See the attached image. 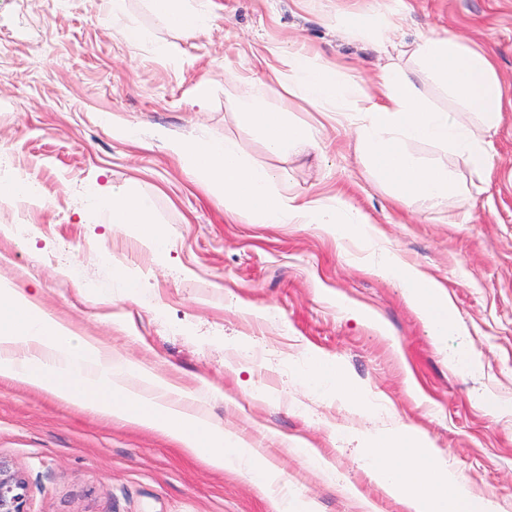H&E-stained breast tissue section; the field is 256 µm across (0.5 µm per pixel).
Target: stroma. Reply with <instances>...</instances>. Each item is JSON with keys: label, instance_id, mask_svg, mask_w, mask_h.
Segmentation results:
<instances>
[{"label": "stroma", "instance_id": "35a3bbf8", "mask_svg": "<svg viewBox=\"0 0 512 512\" xmlns=\"http://www.w3.org/2000/svg\"><path fill=\"white\" fill-rule=\"evenodd\" d=\"M206 28L166 25L150 0H0V284L78 335L90 336L190 391V406L260 448L289 496L319 512H401L370 482L366 448L413 426L475 492L512 512V109L492 138V169L473 173L430 143L411 144L452 170L435 206L399 205L356 157L353 131L319 126L305 102L282 104L267 70L301 49L341 80L373 83L387 62L376 40L342 30L351 11L401 13L406 41L434 31L494 57L512 98V0H190ZM141 38L132 42L128 29ZM206 84L205 97L195 88ZM259 89L316 142L285 154L237 114ZM234 142L299 199L341 198L399 258L440 282L459 325L434 340L396 283L368 272L371 248L318 224L229 218L222 188L189 177L175 141ZM148 201L163 251L113 223L109 201ZM28 226L18 234V223ZM139 288L127 296L119 283ZM481 363L461 375L459 352ZM336 359L365 399L303 383L312 357ZM310 443L334 467L294 451ZM0 462L26 480L27 512H277L247 472L213 469L175 439L0 378Z\"/></svg>", "mask_w": 512, "mask_h": 512}]
</instances>
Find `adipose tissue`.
Returning <instances> with one entry per match:
<instances>
[{
	"instance_id": "ef3b65f1",
	"label": "adipose tissue",
	"mask_w": 512,
	"mask_h": 512,
	"mask_svg": "<svg viewBox=\"0 0 512 512\" xmlns=\"http://www.w3.org/2000/svg\"><path fill=\"white\" fill-rule=\"evenodd\" d=\"M349 35L376 36L391 64L383 67L371 87L340 80L328 64H313L299 50L288 54V71L271 70L269 82L284 95L305 101L320 113H336L356 134L362 161L401 204L423 199L435 204L448 198L451 173L417 158L411 143L429 142L454 154L475 173L491 167L490 139L498 130L507 101L492 55L448 34L432 33L406 42L398 23L380 13L350 12L344 19ZM409 57L445 87L461 112H448L428 103L417 84L397 64ZM241 119L256 127L268 148L285 152L311 144L315 134L291 126L284 112L268 110L261 95L248 91L237 99ZM112 221L137 224L146 244L163 250L167 235L152 219L145 199L112 202ZM313 390L336 388L351 401L361 396L346 371L332 358L317 356L303 378ZM364 467L369 478L402 512H499L496 501L476 494L449 465L446 455L425 434L403 426L367 449Z\"/></svg>"
}]
</instances>
